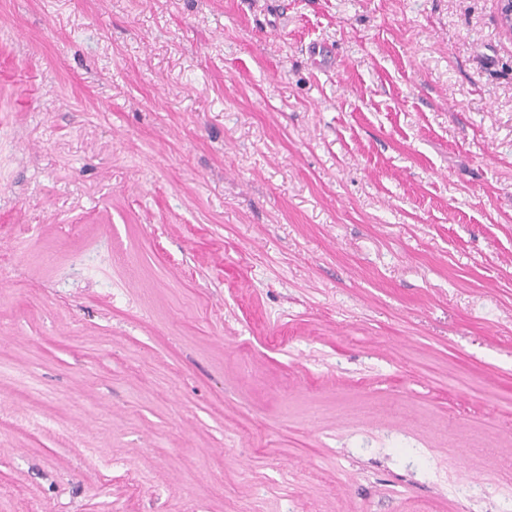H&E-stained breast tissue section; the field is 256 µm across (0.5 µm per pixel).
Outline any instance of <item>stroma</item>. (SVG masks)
I'll return each instance as SVG.
<instances>
[{"label":"stroma","mask_w":512,"mask_h":512,"mask_svg":"<svg viewBox=\"0 0 512 512\" xmlns=\"http://www.w3.org/2000/svg\"><path fill=\"white\" fill-rule=\"evenodd\" d=\"M0 512H512L497 0H0Z\"/></svg>","instance_id":"1"}]
</instances>
